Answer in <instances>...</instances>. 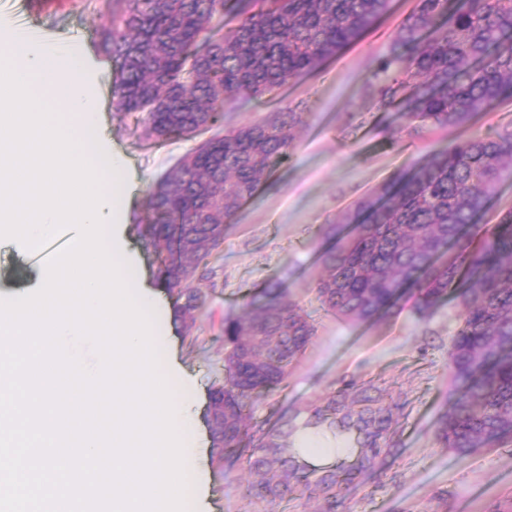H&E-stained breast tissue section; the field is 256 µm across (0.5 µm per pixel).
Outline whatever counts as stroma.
Segmentation results:
<instances>
[{"label": "stroma", "mask_w": 512, "mask_h": 512, "mask_svg": "<svg viewBox=\"0 0 512 512\" xmlns=\"http://www.w3.org/2000/svg\"><path fill=\"white\" fill-rule=\"evenodd\" d=\"M109 0H49L22 11L20 0H0V31L12 33L18 12L27 25L52 32L61 48L86 58L102 103V117L122 154L126 170L140 188L125 204L123 222L139 253L133 278H154V254L135 226L146 218L144 201L151 186L194 141L148 145L134 117L112 103L118 63L102 53L95 31L107 19ZM415 5L392 0L391 13L372 33L329 59L318 73L290 79L275 94L258 101L227 105L226 126H239L286 108L301 112L295 149L287 164L267 178L256 197L238 212L224 233L210 278L196 280L206 297L192 337L174 332L183 366L204 387L224 379V317L243 314L246 303L261 300L272 283L309 312L317 332L285 385L253 405L251 425H273L281 417L306 420L328 399L368 398L376 434L372 448L351 430L339 440L364 459L366 472L328 506L323 496L297 489L287 502L262 505L252 495L248 457L218 463L209 458L214 512H512V447L483 448L459 456L443 448L436 420L449 407L448 351L460 308L441 303L427 319L411 309L364 322L339 320L321 310L314 291L323 272L319 257L330 225L362 197L429 150L457 137L456 129L437 130L421 139L402 131L398 112L379 111L367 86L375 61L386 53L389 34ZM42 268L28 253L0 249V290L24 292L38 285ZM385 425H378V418Z\"/></svg>", "instance_id": "1"}]
</instances>
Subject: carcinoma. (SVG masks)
Returning <instances> with one entry per match:
<instances>
[{"label":"carcinoma","instance_id":"1","mask_svg":"<svg viewBox=\"0 0 512 512\" xmlns=\"http://www.w3.org/2000/svg\"><path fill=\"white\" fill-rule=\"evenodd\" d=\"M390 0H110L100 46L119 63L113 97L158 142L215 134L181 158L146 196L137 225L156 256L157 282L178 300L192 330L204 295L193 286L224 242L220 227L288 161L299 112L224 129V107L260 99L289 79L319 71L374 31ZM236 25L224 31V17ZM369 84L378 108L400 106L405 132L465 127L478 111L512 98V0H416L379 57ZM512 181V127L428 153L345 211L321 254L316 293L336 316L365 321L411 302L421 318L457 292L461 314L449 356L451 406L436 423L461 456L512 445V210L483 224L498 186ZM314 326L283 291L268 288L242 316L224 319V382L211 389L224 412L209 423L223 443L218 461L249 451L259 502L288 496L290 480L315 473L288 427L248 434L257 397L279 387L306 350ZM364 408L331 399L307 427L372 433ZM336 471L317 481L336 498Z\"/></svg>","mask_w":512,"mask_h":512}]
</instances>
